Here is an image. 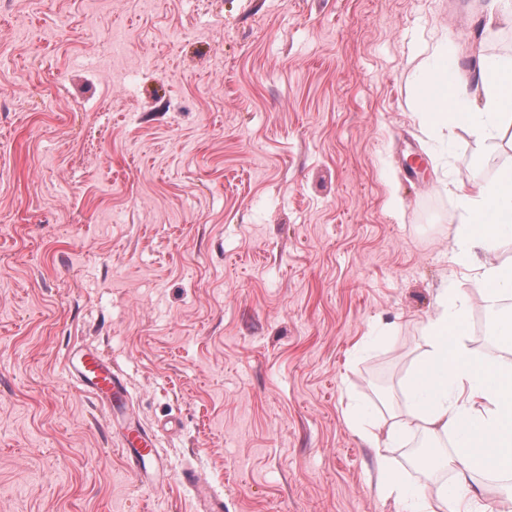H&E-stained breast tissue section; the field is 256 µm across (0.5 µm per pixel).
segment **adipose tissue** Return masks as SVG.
Here are the masks:
<instances>
[{"label":"adipose tissue","instance_id":"obj_1","mask_svg":"<svg viewBox=\"0 0 512 512\" xmlns=\"http://www.w3.org/2000/svg\"><path fill=\"white\" fill-rule=\"evenodd\" d=\"M476 83L484 98L483 111H474L464 81H449L445 69L429 70L417 98L422 120L440 130L461 126L494 140L512 124V66L481 62ZM462 221L450 251L452 264L472 270L468 289L447 283L440 288L425 327V351L406 380L409 400L404 412L391 414L384 430L360 422L347 406L348 425L375 450L378 492L404 505L406 512H490L486 499L473 492L478 474L512 473V359L481 363L472 357L461 329L466 320V294L473 291L496 303L512 295V267L494 262L501 230L512 223V168L491 182L456 189ZM420 434L453 440V450L439 467L424 470L419 489L408 490L405 471L387 465V452L403 436ZM453 471L455 486L433 490L437 469Z\"/></svg>","mask_w":512,"mask_h":512}]
</instances>
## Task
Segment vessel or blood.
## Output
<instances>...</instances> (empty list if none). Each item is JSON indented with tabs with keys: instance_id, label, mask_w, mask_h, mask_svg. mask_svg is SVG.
Segmentation results:
<instances>
[{
	"instance_id": "obj_1",
	"label": "vessel or blood",
	"mask_w": 512,
	"mask_h": 512,
	"mask_svg": "<svg viewBox=\"0 0 512 512\" xmlns=\"http://www.w3.org/2000/svg\"><path fill=\"white\" fill-rule=\"evenodd\" d=\"M65 370L76 373L81 388L106 410L125 404L128 397L126 386L100 350L83 349L77 361H66ZM119 447L133 474H141L146 463L155 459V437L147 429H127L119 440ZM184 478L194 493L200 512H224L223 495L215 492L197 471H187Z\"/></svg>"
}]
</instances>
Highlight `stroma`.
Instances as JSON below:
<instances>
[{
  "mask_svg": "<svg viewBox=\"0 0 512 512\" xmlns=\"http://www.w3.org/2000/svg\"><path fill=\"white\" fill-rule=\"evenodd\" d=\"M439 59L512 64V0H0V512H195L187 467L224 512H404L344 410L404 407L448 185L512 167L422 126ZM65 370L71 375L74 370L81 388L92 395L111 416L115 406H123L127 401L125 383L112 368V362L97 348L81 350L75 364L71 355H67ZM155 437L144 428H128L118 446L125 457L130 472L141 477L146 463L155 460Z\"/></svg>",
  "mask_w": 512,
  "mask_h": 512,
  "instance_id": "1",
  "label": "stroma"
}]
</instances>
